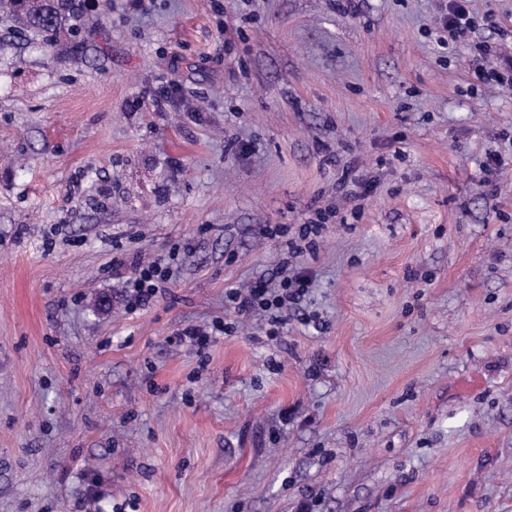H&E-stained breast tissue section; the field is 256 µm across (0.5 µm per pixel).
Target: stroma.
<instances>
[{
	"label": "stroma",
	"instance_id": "35a3bbf8",
	"mask_svg": "<svg viewBox=\"0 0 512 512\" xmlns=\"http://www.w3.org/2000/svg\"><path fill=\"white\" fill-rule=\"evenodd\" d=\"M356 4L0 12V512H512V0ZM74 0H10L22 20L21 25L28 29L51 33L57 30L63 20L75 18ZM469 0H448L447 13L441 17L443 28L448 31V45L468 39L479 27L476 17L470 12ZM490 49L488 47L484 50V53L479 57H476L472 62L473 69L478 72L486 75L490 80H495L496 82H505L509 81L512 84V61L507 60L504 62V67L500 69L493 67V62L490 61ZM133 276L125 284L128 290V306L131 311L145 309L157 299L160 293L159 284L171 277V270L160 262L149 264L137 263ZM308 278L298 272L292 278H284L277 288H268L264 281H259L247 294L230 291L228 300L234 304L239 315H249L258 310L267 313L268 321L272 328L269 335L276 336L279 332L280 319L276 313L288 306V303L296 304L304 296L307 289ZM277 289V290H276Z\"/></svg>",
	"mask_w": 512,
	"mask_h": 512
}]
</instances>
